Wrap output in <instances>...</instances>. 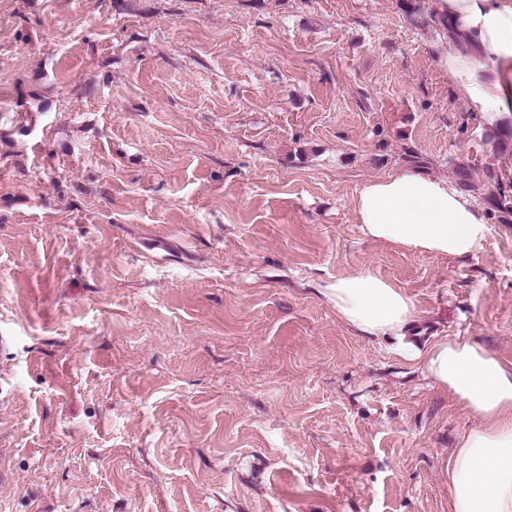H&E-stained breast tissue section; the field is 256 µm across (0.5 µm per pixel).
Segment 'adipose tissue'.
I'll use <instances>...</instances> for the list:
<instances>
[{"label":"adipose tissue","mask_w":512,"mask_h":512,"mask_svg":"<svg viewBox=\"0 0 512 512\" xmlns=\"http://www.w3.org/2000/svg\"><path fill=\"white\" fill-rule=\"evenodd\" d=\"M463 50L439 66L464 78L470 111L485 117L512 105V0H433ZM364 235L397 248L462 257L489 231L471 198L448 179L406 168L367 182L353 201ZM337 316L359 334L404 336L416 309L393 282L368 269L323 289ZM426 375L479 426L464 433L443 468L451 512H512V363L470 339H440L416 352Z\"/></svg>","instance_id":"adipose-tissue-1"}]
</instances>
